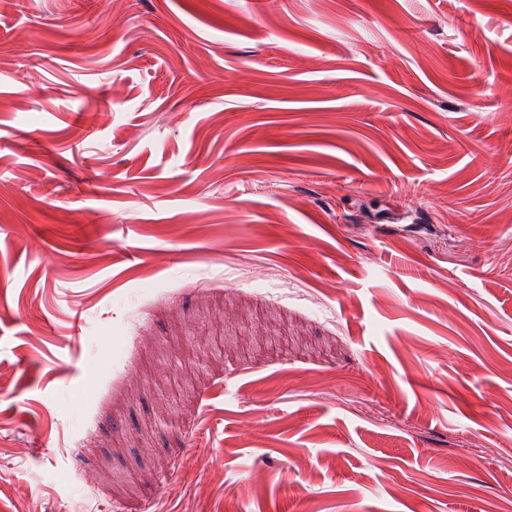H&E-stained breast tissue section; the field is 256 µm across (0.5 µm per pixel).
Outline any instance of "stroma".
<instances>
[{
    "instance_id": "35a3bbf8",
    "label": "stroma",
    "mask_w": 512,
    "mask_h": 512,
    "mask_svg": "<svg viewBox=\"0 0 512 512\" xmlns=\"http://www.w3.org/2000/svg\"><path fill=\"white\" fill-rule=\"evenodd\" d=\"M512 504V0H0V512Z\"/></svg>"
}]
</instances>
